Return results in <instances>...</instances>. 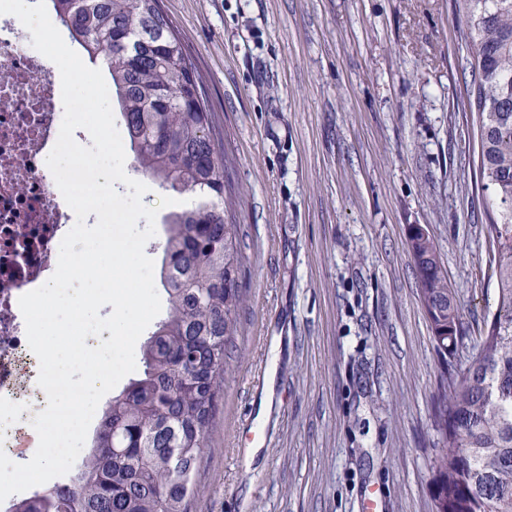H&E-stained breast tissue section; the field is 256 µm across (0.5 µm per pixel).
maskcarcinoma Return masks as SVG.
I'll return each mask as SVG.
<instances>
[{
  "label": "carcinoma",
  "instance_id": "cac0c4a2",
  "mask_svg": "<svg viewBox=\"0 0 512 512\" xmlns=\"http://www.w3.org/2000/svg\"><path fill=\"white\" fill-rule=\"evenodd\" d=\"M479 116V172L499 220L490 224L494 308L467 364L459 307L434 244L414 264L445 364L432 406L442 445L435 512H512V0H463ZM92 63L106 61L133 168L179 196L208 199L164 217L159 270L164 316L140 346L142 369L103 411L69 479L35 487L9 512H187L191 475L210 450L207 427L235 372L246 256L224 209L231 191L213 113L195 65L159 0H53ZM147 31L138 45L125 39Z\"/></svg>",
  "mask_w": 512,
  "mask_h": 512
}]
</instances>
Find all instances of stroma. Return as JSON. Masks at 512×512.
Here are the masks:
<instances>
[{"instance_id": "obj_1", "label": "stroma", "mask_w": 512, "mask_h": 512, "mask_svg": "<svg viewBox=\"0 0 512 512\" xmlns=\"http://www.w3.org/2000/svg\"><path fill=\"white\" fill-rule=\"evenodd\" d=\"M161 6L220 127L247 258L188 512H434L441 364L408 225L455 293L459 361L495 298L459 0Z\"/></svg>"}]
</instances>
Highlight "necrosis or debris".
Here are the masks:
<instances>
[{"instance_id": "necrosis-or-debris-1", "label": "necrosis or debris", "mask_w": 512, "mask_h": 512, "mask_svg": "<svg viewBox=\"0 0 512 512\" xmlns=\"http://www.w3.org/2000/svg\"><path fill=\"white\" fill-rule=\"evenodd\" d=\"M13 15H0V399L22 409L28 341L19 298L55 272L73 211L44 159L58 135L51 62Z\"/></svg>"}]
</instances>
